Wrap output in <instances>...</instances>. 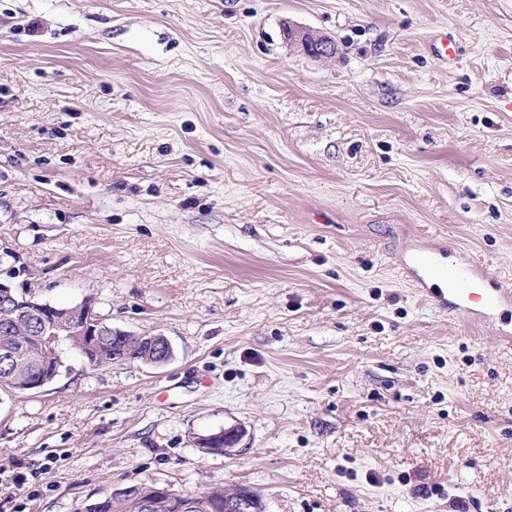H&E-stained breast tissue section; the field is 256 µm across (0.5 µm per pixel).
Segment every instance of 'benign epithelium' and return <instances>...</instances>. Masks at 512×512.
Segmentation results:
<instances>
[{"instance_id": "1", "label": "benign epithelium", "mask_w": 512, "mask_h": 512, "mask_svg": "<svg viewBox=\"0 0 512 512\" xmlns=\"http://www.w3.org/2000/svg\"><path fill=\"white\" fill-rule=\"evenodd\" d=\"M0 307L7 308L11 317L0 324L3 344L0 345V373L13 366L20 354L11 342L13 336H40L43 345V362L33 372V380L26 384V391H39L52 382L59 370H49L47 362L59 357V344L70 336L86 338L87 347L97 342L100 336L112 337V343L124 345L130 333L112 328L96 311L90 300H85L70 308H60L47 302L15 294L11 287L0 282ZM137 339L148 351L143 362L163 365L173 358V348L162 334H141ZM241 437L239 428L232 426L215 434L197 438L200 448L229 452L236 447Z\"/></svg>"}]
</instances>
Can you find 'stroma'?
<instances>
[{
  "label": "stroma",
  "mask_w": 512,
  "mask_h": 512,
  "mask_svg": "<svg viewBox=\"0 0 512 512\" xmlns=\"http://www.w3.org/2000/svg\"><path fill=\"white\" fill-rule=\"evenodd\" d=\"M423 238L512 283V0H0V282L174 349L0 393V512H512V309L440 307ZM241 434L238 427L232 426L215 434L197 437L196 444L200 448L227 453L236 447ZM144 493L148 494V501H150L154 507L144 508L140 506L139 501L133 500L127 497H118L111 499L100 498L93 503L88 504L85 507V512H176V507L169 506L165 498L159 497L155 492L152 485H146ZM185 504L189 505L184 512H225L224 511V490L184 495Z\"/></svg>",
  "instance_id": "1"
}]
</instances>
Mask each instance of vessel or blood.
<instances>
[{"label":"vessel or blood","mask_w":512,"mask_h":512,"mask_svg":"<svg viewBox=\"0 0 512 512\" xmlns=\"http://www.w3.org/2000/svg\"><path fill=\"white\" fill-rule=\"evenodd\" d=\"M440 258V252L426 248L417 251L412 262L420 269L423 278L438 277L447 283L451 305L458 314L481 322L497 310L512 305V285L505 283L491 292L481 289L480 284L486 276L481 266L446 265Z\"/></svg>","instance_id":"vessel-or-blood-1"}]
</instances>
